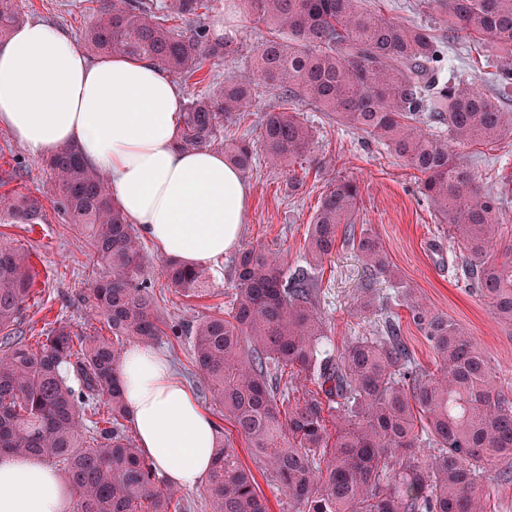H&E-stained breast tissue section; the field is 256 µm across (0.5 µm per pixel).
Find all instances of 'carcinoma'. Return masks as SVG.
Masks as SVG:
<instances>
[{"label": "carcinoma", "instance_id": "1", "mask_svg": "<svg viewBox=\"0 0 512 512\" xmlns=\"http://www.w3.org/2000/svg\"><path fill=\"white\" fill-rule=\"evenodd\" d=\"M210 0H104L85 33L101 56L150 60L189 79L243 43L212 38L205 27L182 30L173 18H199ZM272 35L248 49L252 81L208 82L184 106L178 145L224 149L242 173L257 155L292 168L313 139L295 101L307 103L386 146L419 172L421 194L439 223L466 252L462 275L499 320L512 328V257L494 253L512 174L494 191L426 132L448 129L462 145L494 144L512 136V110L475 85L440 73L441 45L427 24H402L362 6L363 0H246ZM438 3L452 31L489 39L512 52V0H422ZM19 21L14 0H0V38ZM281 91V105L263 113L257 140L235 139L228 125L247 111L259 89ZM53 192L67 223L84 231L108 269L91 288L95 313L112 338L77 336L58 323L35 349L12 339L35 272L30 254L0 244V456L25 453L61 467L74 512H182L180 498L156 482L151 463L126 434L128 420L118 367L124 341L152 344L164 334L142 254L107 177L74 148L47 158ZM360 200L355 181L335 175L312 218L306 266L289 273L262 246L234 259V296L222 316L189 324L197 368L237 434L278 481L294 512H485L482 465L512 458V398L496 388L489 359L460 324L418 301L396 278L378 238L355 235ZM40 224L41 207L25 195L0 198V219ZM362 256L368 280L395 279L394 301L405 306L440 367L415 363L387 315L374 336L355 337L338 358L329 351L325 319L313 300L310 271L338 239ZM168 284L184 296L207 292L209 274L170 260ZM313 377L318 391L290 400L274 374L285 368ZM73 370L78 387L64 372ZM103 426L86 424V408ZM334 433H329L327 420ZM434 448L423 461L415 449ZM206 491L210 512H269L252 472L236 450L216 448Z\"/></svg>", "mask_w": 512, "mask_h": 512}]
</instances>
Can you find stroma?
<instances>
[{"label":"stroma","instance_id":"1","mask_svg":"<svg viewBox=\"0 0 512 512\" xmlns=\"http://www.w3.org/2000/svg\"><path fill=\"white\" fill-rule=\"evenodd\" d=\"M366 4L399 21L428 22L446 45L441 62L444 75L478 85L512 107V88H501L489 79L490 73L512 58L492 42L469 44L464 33L449 31L447 16L433 9L418 11L415 0H366ZM15 6L21 20L50 22L78 43L93 24L100 0H15ZM220 20L247 44H256L268 34L264 25L256 23L244 0L232 8L225 0H216L213 10L200 22L212 26ZM299 109L314 132L308 158L292 173L261 158L246 174L250 199L242 244L269 248L282 257L286 268L303 265L309 224L328 179L318 163L333 159L336 173L357 181L361 202L355 222L371 229L379 239L396 279L411 284L432 308L467 328L488 355L498 385L512 394V330L498 323L487 301L466 286L461 276L465 252L421 196L419 173L365 133L337 124L310 105L300 104ZM448 149L468 164L484 187L497 188L501 178L512 173V137L492 147L452 143ZM51 184L42 158L31 156L9 132L0 130V195L21 193L37 199L44 215L43 223L34 226L0 223V243L28 250L36 273L32 294L20 316L18 341L23 345L33 344L57 322L69 324L79 334L110 333L104 318L93 315L90 300V285L104 276L105 269L82 231L64 221ZM141 246L143 277L151 285L154 308L164 326L192 324L227 308L236 284L232 255L208 266L206 294L186 297L168 287L162 273L165 260L155 246L146 240ZM393 281L375 279L373 292L398 321L415 361L436 370L435 355L407 308L390 302ZM364 283L362 258L342 242L315 273L314 300L331 330L334 354H341L355 337L375 334L381 321L383 313L363 312L357 306ZM155 346L168 353L177 375L212 415L218 439L235 448L243 466L252 471L271 512H289L288 497L278 489L276 479L213 402L195 364L189 336L177 337L167 331Z\"/></svg>","mask_w":512,"mask_h":512}]
</instances>
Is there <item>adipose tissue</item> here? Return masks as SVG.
Instances as JSON below:
<instances>
[{
  "instance_id": "ef3b65f1",
  "label": "adipose tissue",
  "mask_w": 512,
  "mask_h": 512,
  "mask_svg": "<svg viewBox=\"0 0 512 512\" xmlns=\"http://www.w3.org/2000/svg\"><path fill=\"white\" fill-rule=\"evenodd\" d=\"M181 94L155 63L90 59L44 21L0 42V128L28 153L77 146L113 201L160 254L199 267L236 248L249 187L221 152L183 151ZM138 446L178 489L210 473L216 426L162 351L128 348L119 365ZM69 486L33 455L0 457V512H72Z\"/></svg>"
}]
</instances>
